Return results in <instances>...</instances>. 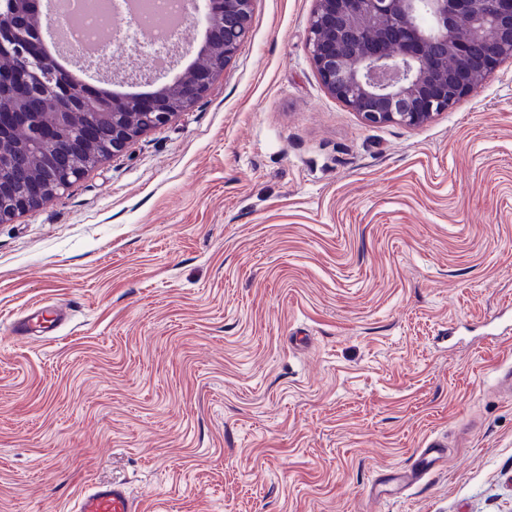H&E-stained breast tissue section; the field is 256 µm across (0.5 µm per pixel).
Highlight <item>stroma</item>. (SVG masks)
Listing matches in <instances>:
<instances>
[{
  "mask_svg": "<svg viewBox=\"0 0 512 512\" xmlns=\"http://www.w3.org/2000/svg\"><path fill=\"white\" fill-rule=\"evenodd\" d=\"M314 7L254 0L205 97L0 222V512L112 481L146 512H512V60L370 126Z\"/></svg>",
  "mask_w": 512,
  "mask_h": 512,
  "instance_id": "stroma-1",
  "label": "stroma"
}]
</instances>
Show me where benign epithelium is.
<instances>
[{
  "label": "benign epithelium",
  "instance_id": "obj_1",
  "mask_svg": "<svg viewBox=\"0 0 512 512\" xmlns=\"http://www.w3.org/2000/svg\"><path fill=\"white\" fill-rule=\"evenodd\" d=\"M37 0H0V56L16 61L0 68V162L20 170V158L49 144L47 165L55 191L79 178L75 157L102 139L115 156L143 132L167 124L204 97L247 38L253 0H204L201 63L178 81L175 101L162 86L149 97L123 100L95 95L75 83L39 49L48 24ZM427 5L432 30L416 19ZM308 52L327 92L373 126L420 127L472 94L504 59H512V0H315ZM142 123L131 127L124 112ZM112 122L86 123L61 140L67 123L86 113ZM44 182L19 197L14 179L0 178V221L37 206Z\"/></svg>",
  "mask_w": 512,
  "mask_h": 512
}]
</instances>
